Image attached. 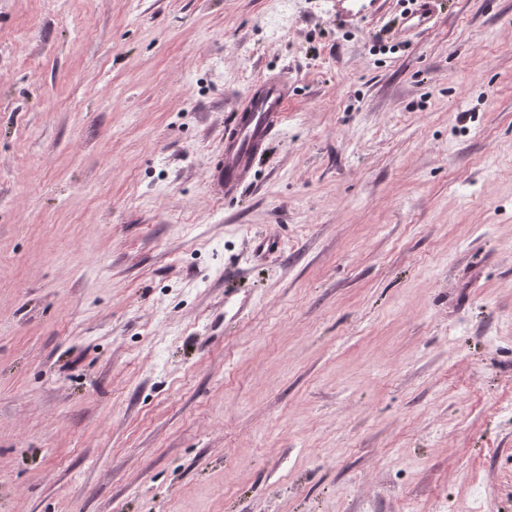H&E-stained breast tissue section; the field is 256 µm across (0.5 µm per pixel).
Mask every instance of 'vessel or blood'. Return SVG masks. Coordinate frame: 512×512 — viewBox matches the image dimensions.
Here are the masks:
<instances>
[{
	"mask_svg": "<svg viewBox=\"0 0 512 512\" xmlns=\"http://www.w3.org/2000/svg\"><path fill=\"white\" fill-rule=\"evenodd\" d=\"M378 0H332L337 19L356 21L371 13ZM409 15L411 29H428L437 0H414ZM289 87L285 79L268 76L260 91L253 93L244 108L224 128V155L213 172V179L224 194L225 202L237 199L249 182L253 162L277 133L284 119Z\"/></svg>",
	"mask_w": 512,
	"mask_h": 512,
	"instance_id": "b4317fda",
	"label": "vessel or blood"
}]
</instances>
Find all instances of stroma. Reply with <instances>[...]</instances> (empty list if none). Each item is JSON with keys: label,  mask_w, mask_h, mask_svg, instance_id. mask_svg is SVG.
Returning a JSON list of instances; mask_svg holds the SVG:
<instances>
[{"label": "stroma", "mask_w": 512, "mask_h": 512, "mask_svg": "<svg viewBox=\"0 0 512 512\" xmlns=\"http://www.w3.org/2000/svg\"><path fill=\"white\" fill-rule=\"evenodd\" d=\"M412 8L0 0V512H512V0ZM336 18L343 21H357L369 15L381 0H331ZM417 4V9L410 14L407 18L409 28L424 31L430 26L435 15V5L439 0H413ZM288 81L270 75L262 89L254 92L240 112L224 126V157L213 172V180L225 202L237 199L249 182L253 162L278 132L288 102Z\"/></svg>", "instance_id": "stroma-1"}]
</instances>
